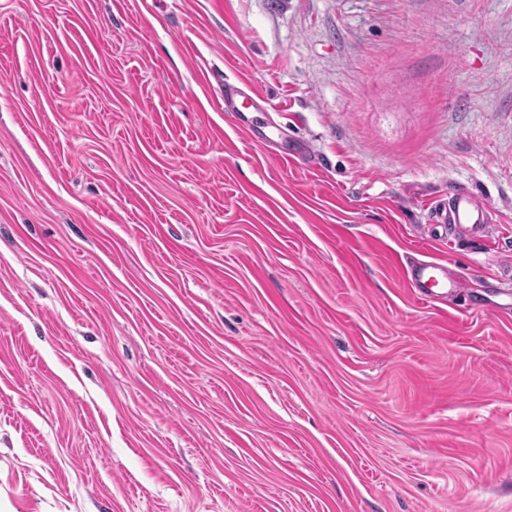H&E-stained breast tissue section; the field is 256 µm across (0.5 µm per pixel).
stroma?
I'll return each mask as SVG.
<instances>
[{
    "mask_svg": "<svg viewBox=\"0 0 512 512\" xmlns=\"http://www.w3.org/2000/svg\"><path fill=\"white\" fill-rule=\"evenodd\" d=\"M0 512H512V0H0ZM433 222L450 228H471L480 231L489 221L485 205L471 192L459 190L449 199L439 201L433 208ZM405 278L412 288L419 290L423 300L437 296L434 288H451L457 292H462L466 288L463 281L453 275L447 264L438 261H421L405 266Z\"/></svg>",
    "mask_w": 512,
    "mask_h": 512,
    "instance_id": "stroma-1",
    "label": "stroma"
}]
</instances>
